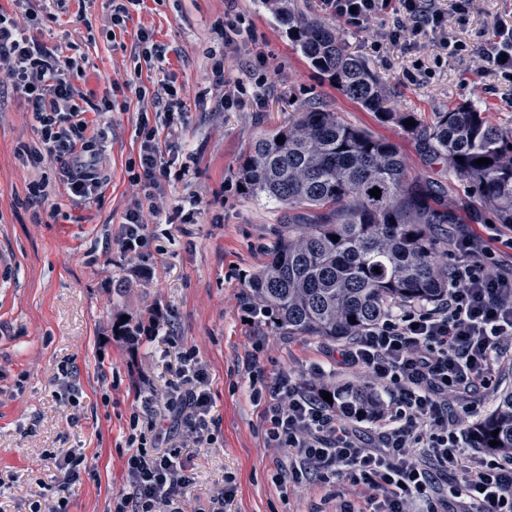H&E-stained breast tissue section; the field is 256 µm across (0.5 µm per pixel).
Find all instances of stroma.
Wrapping results in <instances>:
<instances>
[{"instance_id": "1", "label": "stroma", "mask_w": 512, "mask_h": 512, "mask_svg": "<svg viewBox=\"0 0 512 512\" xmlns=\"http://www.w3.org/2000/svg\"><path fill=\"white\" fill-rule=\"evenodd\" d=\"M109 0H68L37 37L60 45L82 67L74 84L116 104L98 201L72 198L58 165H22L17 150L37 135L23 99L0 82V512H52L58 495L57 463L69 452L86 468L66 493L68 512H109L127 491L125 460L129 418L140 396L154 394L162 435L140 421L148 445L179 449L194 475L183 494L185 512H211L226 485L234 493L224 512H336L337 500L363 503L362 487L339 477L324 485L289 484L275 476L286 453L268 447L262 410L251 399L248 356L262 341L258 365L267 379L297 380L322 368L333 385L366 384L354 367L339 363L345 344L275 331L267 319L243 321L248 279L268 258L286 217L276 205L242 195L238 167L252 141L291 123L298 104H319L352 125L395 142L407 167L465 188L439 166L427 165L417 145L392 123L345 97L312 70L262 0H143L124 25L110 21ZM512 17V0H472L465 16L449 15L444 34H428L411 49L392 43L393 12L370 30L337 23L346 48L365 60L383 84L388 106L422 122L435 113L474 103L488 119L512 128V83L493 67L476 69L469 52L483 34ZM241 23L250 36L224 42L225 23ZM148 31L166 50L162 67H147L139 34ZM449 38L468 47L449 54ZM224 60V87L212 83L216 58ZM183 85L185 112L165 183L163 210L149 217L140 256L123 254L120 234L139 159L136 134L153 113L155 94L168 75ZM135 79L136 90L125 82ZM266 80L261 102L215 112L196 99L216 98ZM47 183L49 198L26 205L31 184ZM150 266V278L136 269ZM154 320L174 347L113 335L116 317ZM195 348L207 374L214 439L193 444L166 416L180 351Z\"/></svg>"}]
</instances>
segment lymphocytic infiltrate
Returning a JSON list of instances; mask_svg holds the SVG:
<instances>
[{
	"instance_id": "lymphocytic-infiltrate-1",
	"label": "lymphocytic infiltrate",
	"mask_w": 512,
	"mask_h": 512,
	"mask_svg": "<svg viewBox=\"0 0 512 512\" xmlns=\"http://www.w3.org/2000/svg\"><path fill=\"white\" fill-rule=\"evenodd\" d=\"M10 2V7L0 6V73L24 99L35 123L39 145L27 154L36 162L54 160L72 195L97 200L104 145L102 136L88 135L85 114L94 112L108 125L115 104L108 96L90 101L72 81L77 59L31 34L38 16L27 8V0ZM323 2L332 17L359 29L370 28L386 8H393L391 38L397 42L443 30L446 11L465 13L470 0H448L444 11L435 0ZM477 58L512 83V22L498 23ZM162 89L155 103L158 126L144 123L138 129L139 170L131 180L149 191L123 216L120 244L127 252L143 243L147 215L159 212L155 195L163 189L169 163L158 130L166 128L172 139L178 136L179 91L169 82ZM448 252V289L434 305L389 313L340 355L382 394L376 446H369L324 400L329 385L321 371L304 381L284 374L268 382L253 370L251 397L263 407L266 440L288 451L276 477L279 486L303 475L318 480L336 476L365 485L374 512H436L432 501L450 496L465 499L466 512H512V458L481 455L465 464L464 449L476 447L477 438L463 433V417L452 407L497 384V363L512 346V273L488 269L490 246L470 234L453 237ZM181 361L179 397L187 413L176 422L186 440L200 443L208 438L205 373L194 350L183 352ZM127 445L129 490L114 500L113 512H183L182 495L192 476L177 464V450L149 453L134 433ZM450 470L460 474L451 488L440 481Z\"/></svg>"
}]
</instances>
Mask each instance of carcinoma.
I'll list each match as a JSON object with an SVG mask.
<instances>
[{
  "label": "carcinoma",
  "instance_id": "obj_1",
  "mask_svg": "<svg viewBox=\"0 0 512 512\" xmlns=\"http://www.w3.org/2000/svg\"><path fill=\"white\" fill-rule=\"evenodd\" d=\"M264 3L321 78L364 110L402 125L429 164H443L469 184L470 195L448 201L450 187L412 173L396 143L323 107L302 105L293 123L252 143L238 182L288 213V233L248 281L250 296L273 312L274 329L290 336H358L393 309L432 303L447 289L442 225H512V130L491 124L474 105L438 112L426 125L411 112L388 111L379 80L346 51L334 27L306 14L297 0ZM407 119L413 124L404 125ZM480 158L491 163L475 164ZM374 188L378 199L369 194ZM330 396L347 417L377 408L367 385H338ZM475 427L483 447L495 440L494 451L512 455V391Z\"/></svg>",
  "mask_w": 512,
  "mask_h": 512
}]
</instances>
